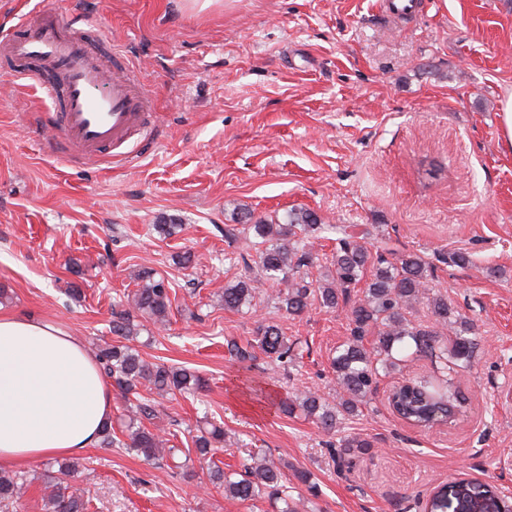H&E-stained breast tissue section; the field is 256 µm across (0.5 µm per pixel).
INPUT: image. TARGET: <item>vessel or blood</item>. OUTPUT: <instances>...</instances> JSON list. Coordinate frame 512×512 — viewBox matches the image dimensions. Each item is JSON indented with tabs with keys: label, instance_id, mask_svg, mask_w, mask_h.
<instances>
[{
	"label": "vessel or blood",
	"instance_id": "obj_1",
	"mask_svg": "<svg viewBox=\"0 0 512 512\" xmlns=\"http://www.w3.org/2000/svg\"><path fill=\"white\" fill-rule=\"evenodd\" d=\"M0 59L49 95L66 155L118 157L147 126L152 103L138 70L117 52L104 66L96 40L73 34L53 8H39L34 21L0 37Z\"/></svg>",
	"mask_w": 512,
	"mask_h": 512
}]
</instances>
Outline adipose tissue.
<instances>
[{"label":"adipose tissue","mask_w":512,"mask_h":512,"mask_svg":"<svg viewBox=\"0 0 512 512\" xmlns=\"http://www.w3.org/2000/svg\"><path fill=\"white\" fill-rule=\"evenodd\" d=\"M112 421V388L84 342L56 324L0 314V468L74 456Z\"/></svg>","instance_id":"ef3b65f1"}]
</instances>
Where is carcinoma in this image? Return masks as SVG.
<instances>
[{"mask_svg": "<svg viewBox=\"0 0 512 512\" xmlns=\"http://www.w3.org/2000/svg\"><path fill=\"white\" fill-rule=\"evenodd\" d=\"M240 220L253 232L255 257H241L238 279L225 287L221 295L224 310L238 313L251 308L255 290L268 282L279 286L276 290L278 309L289 316L303 314L315 301L327 310L333 311L341 305L349 308V337L332 358V369L342 390L339 406L309 391L297 390L280 402L283 413L299 412L334 435L338 412L350 416L361 412L377 394L381 373L394 368L399 361L421 353L434 356L448 384L459 371L471 366L479 342L475 323L451 307L447 298L430 296L429 282L435 267L423 256L404 253L390 259L384 252L374 254L360 243L367 231L324 224L309 209L290 210L273 224L253 218L249 211L241 212ZM324 233L336 234V247L325 279L314 288L308 281V271L318 256L311 239H318ZM367 274L370 281L364 297L351 299L350 289ZM135 279L136 288L123 295L112 308L115 340L96 347L100 368L112 379L123 401L121 427L126 440L118 439L109 426L103 432L100 445L104 448L121 446L162 467L174 457L175 449L168 446L167 439L144 424L146 420L159 418L152 395L161 398L177 393L193 396L202 389L203 379L189 368L149 362L137 350L134 342L138 341L143 327L138 318L164 326L169 322L172 301L168 282L154 270L143 268ZM424 300L431 306L434 324L416 327L407 319L406 311ZM368 335L373 336L369 348L364 344ZM226 347L241 363L255 360L257 350L283 366L296 357L292 344L272 321L260 322L247 345L230 339ZM143 390L148 396L141 394ZM398 403L402 411L412 414L418 426L424 428L450 419L457 409L449 396L416 380L400 391ZM195 431L193 443L198 462L208 463L209 482L224 489L226 497L246 502L267 493L283 502L281 512H298V503L289 497L287 487L282 484L284 473L280 465L257 453L250 456L241 469L226 472L211 463L210 457L214 448L224 443V427L208 422ZM82 467L78 460L60 461L56 475L44 482L45 512H88L84 492L70 484V478ZM32 483L27 473L1 470L0 512H9L10 506L25 496Z\"/></svg>", "mask_w": 512, "mask_h": 512, "instance_id": "cac0c4a2", "label": "carcinoma"}]
</instances>
